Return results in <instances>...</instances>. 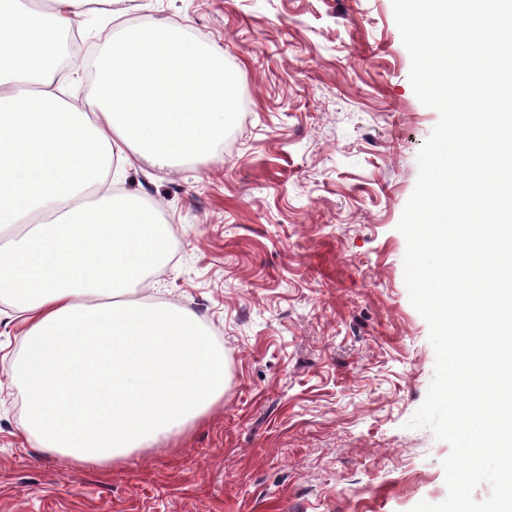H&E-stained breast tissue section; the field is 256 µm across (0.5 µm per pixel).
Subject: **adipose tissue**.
<instances>
[{
  "mask_svg": "<svg viewBox=\"0 0 512 512\" xmlns=\"http://www.w3.org/2000/svg\"><path fill=\"white\" fill-rule=\"evenodd\" d=\"M116 2L0 0V225L29 227L0 247V289L24 302L22 430L100 466L179 435L224 396V354L197 316L131 298L172 235L153 208L116 202L110 173L116 158L171 170L210 154L233 120L232 80L219 50L163 23L112 36L90 96L68 100L58 37Z\"/></svg>",
  "mask_w": 512,
  "mask_h": 512,
  "instance_id": "1",
  "label": "adipose tissue"
}]
</instances>
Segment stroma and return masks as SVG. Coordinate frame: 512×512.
Segmentation results:
<instances>
[{"label": "stroma", "mask_w": 512, "mask_h": 512, "mask_svg": "<svg viewBox=\"0 0 512 512\" xmlns=\"http://www.w3.org/2000/svg\"><path fill=\"white\" fill-rule=\"evenodd\" d=\"M113 31L177 22L217 48L235 122L173 172L115 192L158 204L151 274L223 349L224 398L159 448L78 466L21 429L23 329L0 296V512H411L447 497L450 445L408 428L435 371L398 229L439 120L417 99L392 0H121Z\"/></svg>", "instance_id": "35a3bbf8"}]
</instances>
